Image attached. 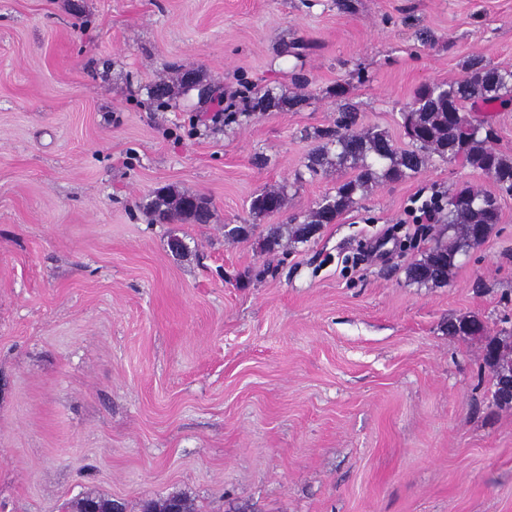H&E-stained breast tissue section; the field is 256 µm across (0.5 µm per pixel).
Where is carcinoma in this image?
Returning <instances> with one entry per match:
<instances>
[{"label": "carcinoma", "instance_id": "carcinoma-1", "mask_svg": "<svg viewBox=\"0 0 512 512\" xmlns=\"http://www.w3.org/2000/svg\"><path fill=\"white\" fill-rule=\"evenodd\" d=\"M512 102V69L500 68L474 56L467 62L461 79L424 84L415 92L402 113L407 147L397 148L390 136L377 127L357 129V113L349 104L338 106L342 122L319 135L324 143L308 155L306 169L311 175L328 162L336 150V164L354 171L351 179L336 187L335 193L322 196L315 205L291 216L286 226L267 228L265 249L273 252L280 245L283 231L296 241H309L325 224H333L358 203V195L375 183L401 182L417 174L430 160L460 161L492 177L497 187H512V157L497 151L491 141L494 129L475 116L486 106ZM284 188H272L253 198L252 213L273 214L283 208ZM147 211L159 222L180 216L193 224H208L212 210L202 197L160 191L146 204ZM500 222L498 197L465 187L448 198V224L442 238L406 268L412 283L439 287L448 284V276L457 265V257L475 243L484 240L493 225ZM485 333L477 318L448 321V334L476 336ZM485 365L497 373L512 366V344L492 338L485 346ZM177 504L179 512H194L187 498L179 495L145 499L140 512H170Z\"/></svg>", "mask_w": 512, "mask_h": 512}]
</instances>
